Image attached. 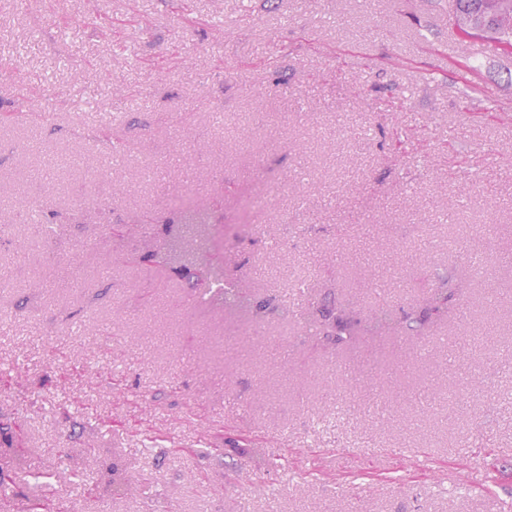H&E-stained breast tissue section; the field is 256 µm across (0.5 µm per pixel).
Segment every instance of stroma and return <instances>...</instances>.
I'll list each match as a JSON object with an SVG mask.
<instances>
[{
  "label": "stroma",
  "mask_w": 512,
  "mask_h": 512,
  "mask_svg": "<svg viewBox=\"0 0 512 512\" xmlns=\"http://www.w3.org/2000/svg\"><path fill=\"white\" fill-rule=\"evenodd\" d=\"M476 260L415 333L277 315ZM511 267L512 52L455 0H0V512H512ZM189 282L196 286L197 297L202 299L224 298V302L228 304L241 303L245 300V296L240 292L232 281L220 282L213 279L208 270H186L182 275ZM202 286V288H197ZM320 333L333 340L336 344H346L355 336L354 325L342 314L331 316L321 314Z\"/></svg>",
  "instance_id": "obj_1"
}]
</instances>
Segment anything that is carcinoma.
<instances>
[{
	"mask_svg": "<svg viewBox=\"0 0 512 512\" xmlns=\"http://www.w3.org/2000/svg\"><path fill=\"white\" fill-rule=\"evenodd\" d=\"M456 21L468 35L490 34L506 49H512V0H456ZM183 277L196 286L198 297L222 298L228 304L241 303L245 296L232 281L220 282L206 270H187ZM466 279L455 274H433L425 312L442 313L450 310L465 288ZM422 319L408 315L398 317L389 307H381L367 320L363 332L369 336H394L402 329L414 330ZM320 333L337 344L352 341L354 325L344 316L321 315Z\"/></svg>",
	"mask_w": 512,
	"mask_h": 512,
	"instance_id": "cac0c4a2",
	"label": "carcinoma"
}]
</instances>
